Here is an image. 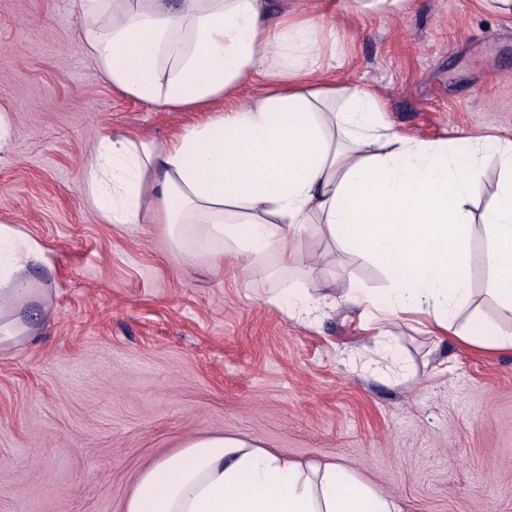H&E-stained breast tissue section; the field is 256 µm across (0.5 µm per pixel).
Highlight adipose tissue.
<instances>
[{
    "mask_svg": "<svg viewBox=\"0 0 512 512\" xmlns=\"http://www.w3.org/2000/svg\"><path fill=\"white\" fill-rule=\"evenodd\" d=\"M82 34L106 82L123 95L206 113L173 140L103 138L88 164L89 196L110 224L162 225L175 249L247 270L276 257L305 261L301 242L321 232L341 251L381 260L392 284L375 308L364 289L359 328L398 360L382 324L432 318V332L484 350L512 348V141L428 142L394 131L370 85H336L320 35L321 0H80ZM262 79L242 108L225 97ZM501 168L495 204L473 224L467 205L482 187L480 148ZM487 238L486 293L471 307L467 263ZM41 243L0 224V306L23 305L26 272L44 263ZM310 282L273 294L290 317L315 321ZM124 512H402L335 463L302 466L255 441L221 434L188 440L145 471Z\"/></svg>",
    "mask_w": 512,
    "mask_h": 512,
    "instance_id": "1",
    "label": "adipose tissue"
}]
</instances>
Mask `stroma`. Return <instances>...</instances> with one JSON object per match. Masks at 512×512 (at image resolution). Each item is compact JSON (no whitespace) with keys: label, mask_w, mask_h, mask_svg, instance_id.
I'll list each match as a JSON object with an SVG mask.
<instances>
[{"label":"stroma","mask_w":512,"mask_h":512,"mask_svg":"<svg viewBox=\"0 0 512 512\" xmlns=\"http://www.w3.org/2000/svg\"><path fill=\"white\" fill-rule=\"evenodd\" d=\"M338 82L372 85L384 118L427 141L512 139V15L478 0H412L359 13L326 0ZM0 223L37 239L48 265L13 314L28 340L0 350V512H124L139 476L193 437L254 439L303 464L333 461L404 512H512V349L392 328L403 370L373 373L377 347L339 305L317 325L268 304L302 270L248 271L179 254L158 224L98 218L84 173L99 140H171L203 120L125 97L81 36L79 0H0ZM324 293L351 271L386 297L381 260L332 251Z\"/></svg>","instance_id":"stroma-1"}]
</instances>
